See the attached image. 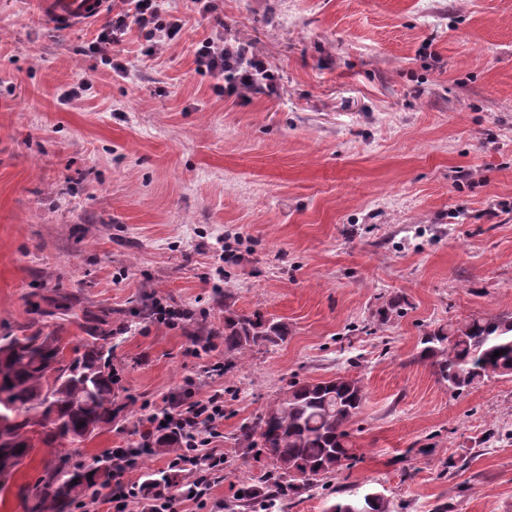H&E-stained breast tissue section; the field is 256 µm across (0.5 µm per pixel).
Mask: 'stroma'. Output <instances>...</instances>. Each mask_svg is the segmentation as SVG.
<instances>
[{
  "instance_id": "35a3bbf8",
  "label": "stroma",
  "mask_w": 512,
  "mask_h": 512,
  "mask_svg": "<svg viewBox=\"0 0 512 512\" xmlns=\"http://www.w3.org/2000/svg\"><path fill=\"white\" fill-rule=\"evenodd\" d=\"M215 5L169 0L185 27L155 59L129 29L120 78L94 45L123 0L80 29L0 0V336L60 324L73 357L83 312L111 309L123 410L84 460L137 440L140 404L190 378L224 393L233 465L213 496L231 507L269 468L232 447L239 426L289 382L347 374L359 461L276 512L372 492L391 512H512V378L457 393L418 357L427 331L512 313V0ZM219 32L266 59L275 94L213 93L195 47ZM159 302L192 316L167 328ZM228 311L288 337L225 352ZM216 361L230 372L205 373ZM58 459L35 449L0 512H25L20 487Z\"/></svg>"
}]
</instances>
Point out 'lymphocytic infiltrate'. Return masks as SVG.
I'll return each mask as SVG.
<instances>
[{
	"label": "lymphocytic infiltrate",
	"mask_w": 512,
	"mask_h": 512,
	"mask_svg": "<svg viewBox=\"0 0 512 512\" xmlns=\"http://www.w3.org/2000/svg\"><path fill=\"white\" fill-rule=\"evenodd\" d=\"M126 9L112 20L110 29L100 33L98 49L118 42L129 27H137L146 46L145 57L162 53L180 35L183 23L177 17H164L162 0H124ZM199 71L223 78L225 95L245 94L255 90L275 93L278 77L265 59L251 54L242 45H232L218 39H206L196 51ZM139 420L144 432L160 430L177 433L181 450L166 459L168 470L190 475L188 487L169 486L157 492L143 506L144 512H221L220 503L211 499L216 482L224 477L226 456L218 444L224 424V394L216 391L195 396L185 393L174 408H159L143 403ZM115 463L112 471V489L109 493H95L82 501L80 512H95L99 503H107L110 512H129L131 502L139 499L141 486L131 477L139 466L135 448H116L112 451Z\"/></svg>",
	"instance_id": "lymphocytic-infiltrate-1"
}]
</instances>
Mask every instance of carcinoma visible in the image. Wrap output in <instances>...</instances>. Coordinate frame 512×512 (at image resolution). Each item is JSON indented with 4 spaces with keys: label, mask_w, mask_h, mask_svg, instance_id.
<instances>
[{
    "label": "carcinoma",
    "mask_w": 512,
    "mask_h": 512,
    "mask_svg": "<svg viewBox=\"0 0 512 512\" xmlns=\"http://www.w3.org/2000/svg\"><path fill=\"white\" fill-rule=\"evenodd\" d=\"M106 312L84 313L88 336L84 352L64 357L59 331L39 329L24 336H0V418L10 421L6 457L26 458L39 447L73 445L60 470L46 469L34 487L30 512H73L75 505L99 488L112 485V455L87 463L74 443H82L112 425L119 411L112 375V330ZM288 335L286 324L259 311L224 316V349L277 346ZM420 356L431 360L438 379L460 391L490 376L512 377V316L495 315L448 324L428 332ZM500 352L494 356V352ZM361 381L346 376L294 381L251 423L231 437L237 448H261L272 469L262 476L265 488L239 490L242 501L265 496L269 505L284 490L299 497L321 478L350 468L356 458L350 426L361 412ZM153 446L176 451L177 434L160 432Z\"/></svg>",
    "instance_id": "carcinoma-1"
}]
</instances>
